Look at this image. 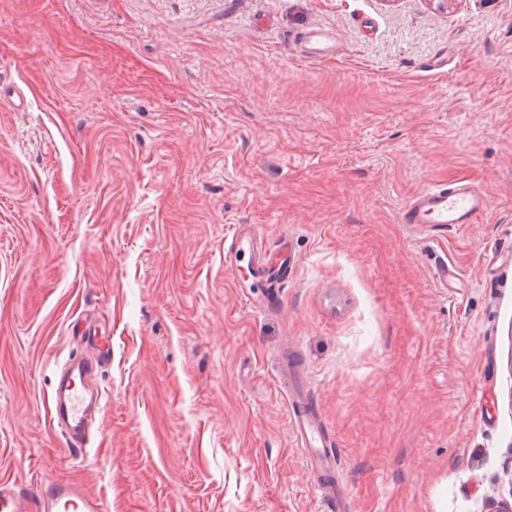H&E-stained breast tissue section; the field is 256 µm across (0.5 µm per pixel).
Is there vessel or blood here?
Returning <instances> with one entry per match:
<instances>
[{
    "label": "vessel or blood",
    "instance_id": "vessel-or-blood-1",
    "mask_svg": "<svg viewBox=\"0 0 512 512\" xmlns=\"http://www.w3.org/2000/svg\"><path fill=\"white\" fill-rule=\"evenodd\" d=\"M488 209V196L482 186L462 181L423 188L402 208L399 221L418 225L475 224ZM228 250L235 254L249 253L254 278L268 288L275 286L288 264L287 243L269 249L248 232L233 235ZM111 356L112 339L104 336L96 345L95 359L75 354L59 368L51 400L59 410L57 424L76 454L86 452L82 432L88 417L102 411L99 393L91 387L89 378L96 367ZM287 402L301 452L316 460L319 472H334L336 461L326 451L328 442L316 412L300 409L295 397H288ZM0 512H105V505L78 482L47 480L37 485L30 495L4 482L0 484Z\"/></svg>",
    "mask_w": 512,
    "mask_h": 512
}]
</instances>
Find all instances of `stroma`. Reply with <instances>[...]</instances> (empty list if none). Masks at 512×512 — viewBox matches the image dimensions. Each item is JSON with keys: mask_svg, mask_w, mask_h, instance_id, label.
Masks as SVG:
<instances>
[{"mask_svg": "<svg viewBox=\"0 0 512 512\" xmlns=\"http://www.w3.org/2000/svg\"><path fill=\"white\" fill-rule=\"evenodd\" d=\"M0 95V479L107 512H322L292 359L347 512L512 502V0H0ZM460 180L479 223H400ZM239 226L296 258L255 311ZM101 329L80 463L49 396ZM287 385V402L290 408V421L296 432L298 440V448L302 454H308L318 463V472L320 473H333L336 468V461L333 455L328 454L324 448H328V441L326 440L320 425L317 413L311 409L306 411L300 409L299 403L294 396L288 397V382H283ZM330 446V444H329Z\"/></svg>", "mask_w": 512, "mask_h": 512, "instance_id": "1", "label": "stroma"}]
</instances>
